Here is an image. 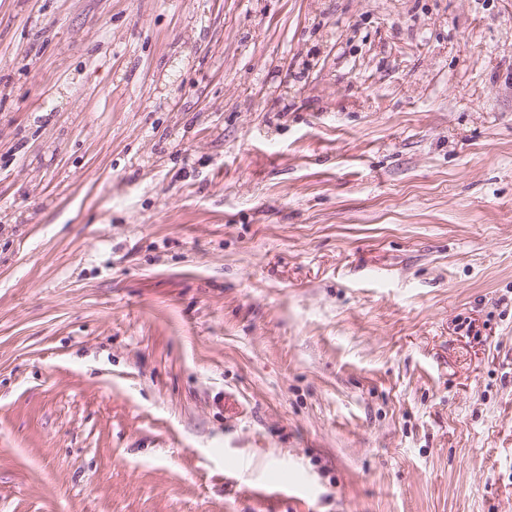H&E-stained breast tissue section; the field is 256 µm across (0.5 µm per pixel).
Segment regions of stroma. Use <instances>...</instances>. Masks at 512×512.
<instances>
[{
	"label": "stroma",
	"instance_id": "stroma-1",
	"mask_svg": "<svg viewBox=\"0 0 512 512\" xmlns=\"http://www.w3.org/2000/svg\"><path fill=\"white\" fill-rule=\"evenodd\" d=\"M0 512H512V0H0Z\"/></svg>",
	"mask_w": 512,
	"mask_h": 512
}]
</instances>
